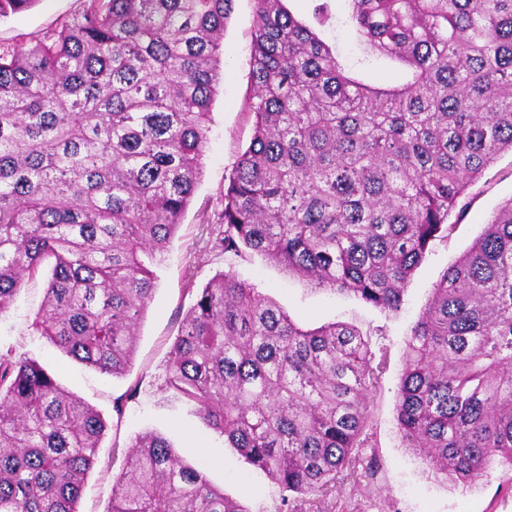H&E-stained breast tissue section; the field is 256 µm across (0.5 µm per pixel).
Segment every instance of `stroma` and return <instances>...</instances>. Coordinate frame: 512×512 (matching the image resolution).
Returning a JSON list of instances; mask_svg holds the SVG:
<instances>
[{
    "label": "stroma",
    "mask_w": 512,
    "mask_h": 512,
    "mask_svg": "<svg viewBox=\"0 0 512 512\" xmlns=\"http://www.w3.org/2000/svg\"><path fill=\"white\" fill-rule=\"evenodd\" d=\"M84 0H36L30 9L0 20V46L29 47L43 35L81 12ZM253 0H235L224 32L223 81L212 106L209 142L202 175L167 253L154 271V298L139 324L136 354L130 373L115 378L85 366L40 336L32 323L43 300V283L22 287L9 309L0 314V352L37 361L68 391L100 411L109 429L100 442L97 464L86 479L79 512H107L112 477L119 472L132 440L146 432L167 437L175 451L193 462L205 453L212 481L237 498L248 512H276L282 491L260 470L246 464L223 436L207 427L192 404L165 386V366L181 320L195 300V291L228 268L212 248V230L223 208L224 182L253 135V116L246 108L250 92ZM347 65L362 66L367 83L400 85L405 69L376 59L360 64L356 36L343 28L327 31ZM512 198V152L501 153L468 190V207L448 237L435 240L413 273L399 311L372 307L348 294L318 290L289 276L280 267L250 254L231 267L236 276L277 302L292 318L316 327L328 322L356 326L376 353H385L387 366L379 387L370 396L369 429L380 470L358 489L341 486L340 502L358 512H512V466L498 464L474 486L451 490L428 476L424 465L403 448L395 403L405 340L421 316L436 282L481 233L495 208ZM138 386L136 399L115 414L112 401L129 386Z\"/></svg>",
    "instance_id": "1"
}]
</instances>
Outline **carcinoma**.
I'll use <instances>...</instances> for the list:
<instances>
[{
    "instance_id": "carcinoma-1",
    "label": "carcinoma",
    "mask_w": 512,
    "mask_h": 512,
    "mask_svg": "<svg viewBox=\"0 0 512 512\" xmlns=\"http://www.w3.org/2000/svg\"><path fill=\"white\" fill-rule=\"evenodd\" d=\"M36 0H0V18ZM235 0H85L27 49L0 47V313L46 272L36 331L116 378L132 367L162 255L201 177ZM254 0L253 136L224 183L214 247L166 385L283 491L277 512H348L378 472L368 396L386 357L352 325L305 328L237 279L255 253L316 286L399 309L470 185L512 151V0ZM352 29L376 87L321 37ZM405 447L469 487L512 466V198L442 274L411 330L396 402ZM103 415L34 361L0 353V512H79ZM208 462L141 434L109 512H248ZM325 36L333 41L343 54L346 64L364 70V80L374 86L392 87L400 85L405 80V69L395 62L376 59L369 64H359L360 52L357 48L355 33L350 29L327 30Z\"/></svg>"
}]
</instances>
